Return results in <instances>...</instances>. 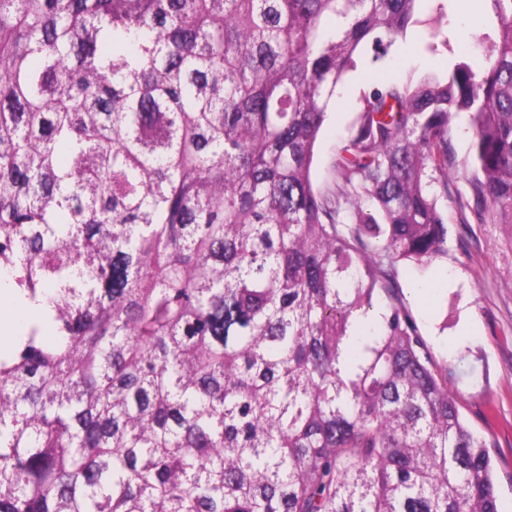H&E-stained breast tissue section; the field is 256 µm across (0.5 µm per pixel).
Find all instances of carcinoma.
I'll return each mask as SVG.
<instances>
[{
	"mask_svg": "<svg viewBox=\"0 0 512 512\" xmlns=\"http://www.w3.org/2000/svg\"><path fill=\"white\" fill-rule=\"evenodd\" d=\"M419 2L0 0V273L56 336L0 353V512H499L448 370L369 315L446 252L461 113L512 224V0L482 71L377 82L312 178ZM425 32L416 27L406 39L393 47L382 63H371L370 55L356 57L357 67L350 71L336 90L335 103L330 105L329 120L319 141L313 179L322 189L331 187L336 164V144L348 134L360 106V98L378 79L403 81L414 75L441 73L446 70L449 50L439 47L430 52L424 45Z\"/></svg>",
	"mask_w": 512,
	"mask_h": 512,
	"instance_id": "cac0c4a2",
	"label": "carcinoma"
}]
</instances>
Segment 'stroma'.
<instances>
[{
	"label": "stroma",
	"instance_id": "stroma-1",
	"mask_svg": "<svg viewBox=\"0 0 512 512\" xmlns=\"http://www.w3.org/2000/svg\"><path fill=\"white\" fill-rule=\"evenodd\" d=\"M450 47L428 51L417 27L393 47L384 62L368 54L356 58L336 90L329 120L318 144L313 179L331 187L336 145L348 134L360 98L379 79L403 81L446 70L450 54L484 60L485 50L472 35L486 31L488 5L464 11L447 0ZM452 144L456 166L448 173V195L439 204L448 219L447 252L430 264L398 267L397 295L412 315L420 336L439 365L448 369V392L470 428L485 436L494 464L500 512H512V224L479 219L461 209L469 199L473 173L472 141L465 118L454 119ZM427 295H420V288Z\"/></svg>",
	"mask_w": 512,
	"mask_h": 512
}]
</instances>
